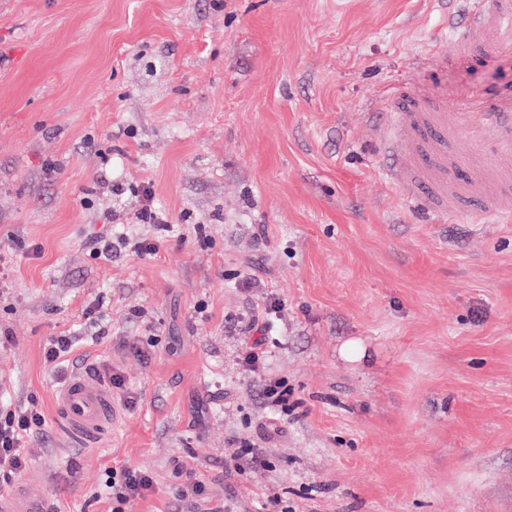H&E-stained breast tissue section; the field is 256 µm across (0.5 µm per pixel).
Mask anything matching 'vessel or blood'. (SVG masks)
Segmentation results:
<instances>
[{
  "mask_svg": "<svg viewBox=\"0 0 512 512\" xmlns=\"http://www.w3.org/2000/svg\"><path fill=\"white\" fill-rule=\"evenodd\" d=\"M470 20L451 25L455 63L482 60L486 42L500 50L512 65V0H464ZM387 116L400 134L393 147L399 164L422 185L418 203L426 213L441 217L460 198L483 199L487 178L498 191L491 210L505 224L512 223V84L448 101L426 93L394 89ZM496 129L495 146H487V129ZM463 135L464 153L453 149L455 135ZM53 413L66 447L92 448L118 420L112 392L105 385L73 374L53 396ZM39 476L17 491L0 495V512H46L44 496L33 491Z\"/></svg>",
  "mask_w": 512,
  "mask_h": 512,
  "instance_id": "1",
  "label": "vessel or blood"
}]
</instances>
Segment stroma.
<instances>
[{
    "instance_id": "1",
    "label": "stroma",
    "mask_w": 512,
    "mask_h": 512,
    "mask_svg": "<svg viewBox=\"0 0 512 512\" xmlns=\"http://www.w3.org/2000/svg\"><path fill=\"white\" fill-rule=\"evenodd\" d=\"M450 17L457 0H0V401L51 409L43 350L67 331L136 400L101 447H59L52 423L28 445L57 512H107L129 465L156 491L126 512H164L184 463L212 492L191 512H512V223L464 202L424 221L387 147L394 88L512 82L491 53L422 65L451 52ZM144 184L173 225L151 256L129 249L157 235Z\"/></svg>"
}]
</instances>
